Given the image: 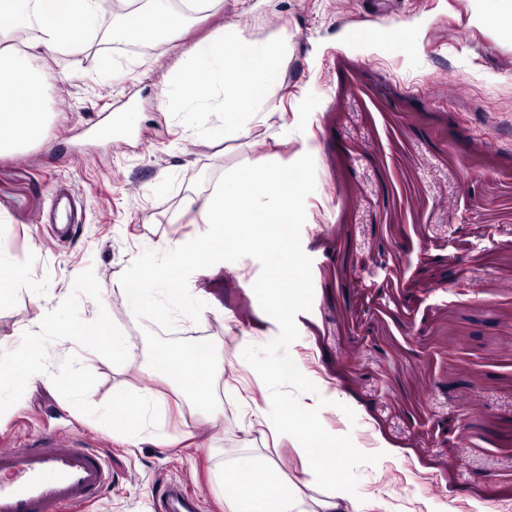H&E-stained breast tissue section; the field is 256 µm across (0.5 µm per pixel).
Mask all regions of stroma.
<instances>
[{"label": "stroma", "instance_id": "1", "mask_svg": "<svg viewBox=\"0 0 512 512\" xmlns=\"http://www.w3.org/2000/svg\"><path fill=\"white\" fill-rule=\"evenodd\" d=\"M468 16L469 0H224L185 38L174 31L138 49L98 33L82 54L49 56L48 122L34 142L0 154L5 236L17 260L36 255L32 277L47 280L52 305L93 269L101 298L80 297L81 318L106 307L135 345L134 361L116 366L57 340L51 369L77 356L97 378L90 398L98 404L124 389L160 393L170 405L165 430L180 443L126 445L32 378L0 414V449L41 432L101 449L112 483L93 512H156L151 488L171 480L200 497L199 512H224L209 470L242 448L299 476L298 441L261 435L252 411L270 408V392L237 364L247 345L279 334L253 291L259 262L193 273L190 288L222 315L180 317L170 332L214 343L216 423L150 369L143 326L129 320L118 282L145 247L198 234L182 205L226 170L308 153L316 189L301 244L314 299L296 317L289 353L318 392L299 394V403L329 399L319 407L324 428L379 454L358 470L368 512H512V38L469 26ZM397 23L413 26L414 38H376ZM225 28L245 39L285 36L294 47L277 109L249 139H204L159 100L186 42ZM59 182L81 202L61 243L46 222ZM452 224L460 227L453 239ZM451 255L475 292L439 290ZM375 259L392 272L361 287L359 270ZM38 313L20 291L15 307L0 310V345L18 348ZM451 350L468 358L466 372ZM466 399L476 409L463 421Z\"/></svg>", "mask_w": 512, "mask_h": 512}]
</instances>
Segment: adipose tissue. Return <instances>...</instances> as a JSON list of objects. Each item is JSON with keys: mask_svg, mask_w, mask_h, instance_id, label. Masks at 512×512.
<instances>
[{"mask_svg": "<svg viewBox=\"0 0 512 512\" xmlns=\"http://www.w3.org/2000/svg\"><path fill=\"white\" fill-rule=\"evenodd\" d=\"M190 2L189 12L175 13L169 0H148L133 14L111 16L110 35L152 41L223 5V0ZM111 5L112 0H0V16L32 33L19 45L14 33L0 31V153L35 140L47 122L45 55L82 53L87 33L110 16ZM19 85L25 89L21 97L15 93ZM300 454L305 478L299 484L253 449L226 459L212 474L214 487L226 494L225 512H364L363 503L349 494L339 475L343 466L339 449L329 447L315 433ZM316 486L322 487L321 496L310 495V488Z\"/></svg>", "mask_w": 512, "mask_h": 512, "instance_id": "1", "label": "adipose tissue"}]
</instances>
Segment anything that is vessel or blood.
Instances as JSON below:
<instances>
[{
    "label": "vessel or blood",
    "mask_w": 512,
    "mask_h": 512,
    "mask_svg": "<svg viewBox=\"0 0 512 512\" xmlns=\"http://www.w3.org/2000/svg\"><path fill=\"white\" fill-rule=\"evenodd\" d=\"M112 470L95 448L49 433L0 449V512H72L97 499ZM186 488L165 484L152 497L162 512H192Z\"/></svg>",
    "instance_id": "vessel-or-blood-1"
}]
</instances>
